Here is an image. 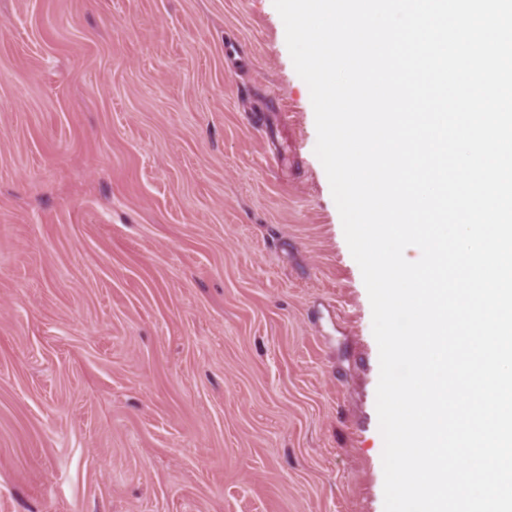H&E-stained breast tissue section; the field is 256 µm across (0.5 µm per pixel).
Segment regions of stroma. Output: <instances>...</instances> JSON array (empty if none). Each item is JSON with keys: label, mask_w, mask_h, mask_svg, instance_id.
<instances>
[{"label": "stroma", "mask_w": 512, "mask_h": 512, "mask_svg": "<svg viewBox=\"0 0 512 512\" xmlns=\"http://www.w3.org/2000/svg\"><path fill=\"white\" fill-rule=\"evenodd\" d=\"M316 142L273 0H0V512H384Z\"/></svg>", "instance_id": "stroma-1"}]
</instances>
